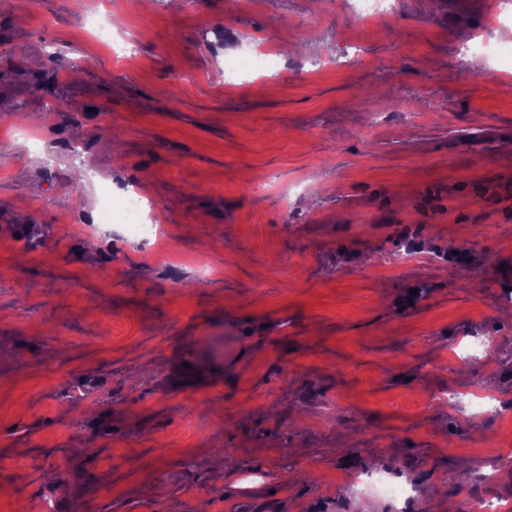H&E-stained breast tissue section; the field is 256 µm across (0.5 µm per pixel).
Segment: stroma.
Returning <instances> with one entry per match:
<instances>
[{"mask_svg": "<svg viewBox=\"0 0 512 512\" xmlns=\"http://www.w3.org/2000/svg\"><path fill=\"white\" fill-rule=\"evenodd\" d=\"M494 2L0 5V512H399L345 482L361 470L427 512L466 497L490 459L457 444L494 416L428 399L512 398L508 364L449 362L464 336L512 352V68L462 48L512 40ZM269 44L273 72L225 75ZM54 52L86 64L53 73ZM77 163L86 183L55 188ZM106 186L153 205L167 263L96 223Z\"/></svg>", "mask_w": 512, "mask_h": 512, "instance_id": "obj_1", "label": "stroma"}]
</instances>
